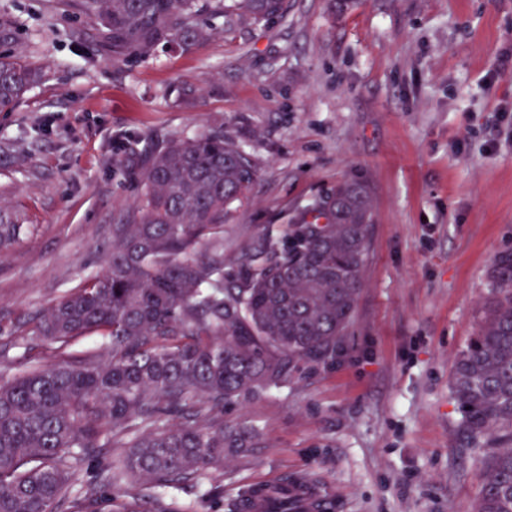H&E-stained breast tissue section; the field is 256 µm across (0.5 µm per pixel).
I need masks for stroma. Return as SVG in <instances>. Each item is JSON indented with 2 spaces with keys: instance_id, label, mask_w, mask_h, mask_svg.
Masks as SVG:
<instances>
[{
  "instance_id": "stroma-1",
  "label": "stroma",
  "mask_w": 512,
  "mask_h": 512,
  "mask_svg": "<svg viewBox=\"0 0 512 512\" xmlns=\"http://www.w3.org/2000/svg\"><path fill=\"white\" fill-rule=\"evenodd\" d=\"M43 78L0 112V211L30 227L0 251V376L50 360L25 322L101 271L139 189L137 155L213 124L249 153L250 201L224 226V268L342 181L373 224L353 323L336 358L225 405L259 441L170 494L114 485L113 512H237L285 479L335 512H471L483 466L450 383L476 331L494 256L512 247V0H288L284 16L201 47L114 62L74 0H0ZM192 88L183 100V88Z\"/></svg>"
}]
</instances>
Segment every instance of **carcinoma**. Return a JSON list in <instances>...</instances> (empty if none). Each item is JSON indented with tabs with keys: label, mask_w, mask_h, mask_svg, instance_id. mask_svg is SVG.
I'll return each instance as SVG.
<instances>
[{
	"label": "carcinoma",
	"mask_w": 512,
	"mask_h": 512,
	"mask_svg": "<svg viewBox=\"0 0 512 512\" xmlns=\"http://www.w3.org/2000/svg\"><path fill=\"white\" fill-rule=\"evenodd\" d=\"M112 60L129 64L174 43L281 16L287 0H78ZM0 22V112L13 111L41 72L23 63ZM139 200L112 225L101 272L33 321L28 335L54 361L0 377V512H112L106 486L126 479L164 494L224 467L256 444L251 429L216 420L226 403L280 386L298 362L335 357L351 326L373 223L368 188L342 182L279 237L224 272V224L247 203L257 173L220 124L139 159ZM29 225L0 216V249ZM482 317L460 351L451 394L485 478L473 512H512V248L494 257ZM95 336L97 348H71ZM167 415L182 422L163 423ZM127 448L78 477L72 460Z\"/></svg>",
	"instance_id": "carcinoma-1"
}]
</instances>
